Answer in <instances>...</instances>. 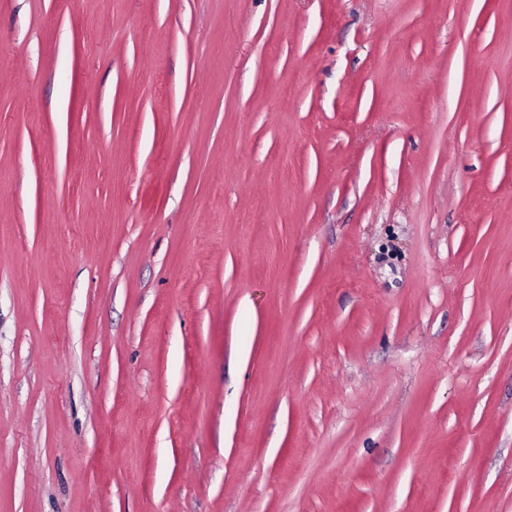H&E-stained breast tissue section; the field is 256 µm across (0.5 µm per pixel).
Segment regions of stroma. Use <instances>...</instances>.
I'll use <instances>...</instances> for the list:
<instances>
[{"instance_id":"stroma-1","label":"stroma","mask_w":512,"mask_h":512,"mask_svg":"<svg viewBox=\"0 0 512 512\" xmlns=\"http://www.w3.org/2000/svg\"><path fill=\"white\" fill-rule=\"evenodd\" d=\"M0 512H512V0H0Z\"/></svg>"}]
</instances>
